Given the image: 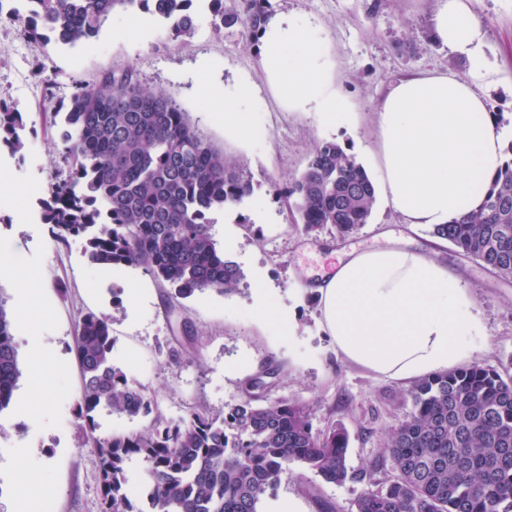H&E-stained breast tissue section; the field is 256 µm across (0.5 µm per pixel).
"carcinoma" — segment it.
<instances>
[{"mask_svg":"<svg viewBox=\"0 0 512 512\" xmlns=\"http://www.w3.org/2000/svg\"><path fill=\"white\" fill-rule=\"evenodd\" d=\"M25 21L34 40L76 46L95 37L114 11L149 10L174 37L196 29L192 0H40ZM266 0H243L253 33L267 21ZM216 31L240 15L210 0ZM66 144L43 223L56 240H86L97 266L141 267L180 299L207 290L234 292L239 267L211 233V214L250 195L244 164L216 150L189 123L171 93L143 83L130 69L77 85L62 112ZM22 113L0 104V146L21 151ZM481 207L432 235L461 255L512 278V142ZM293 201L307 232L340 237L367 223L376 202L372 177L334 141L317 143L301 175L278 190ZM15 320L0 299V412L21 377ZM76 353L84 378L79 417L97 455L102 512H260L259 504L301 464L330 484L367 481L353 512H512V374L473 365L429 375L407 390L411 408L384 440L392 478L356 476L347 465L341 429L318 433L310 406L272 398L276 373L247 379L223 418L195 410L177 423L156 420L143 432L101 438L94 413L137 416L152 398L112 364L111 320L87 313L77 324ZM139 457L149 483L128 493L126 463Z\"/></svg>","mask_w":512,"mask_h":512,"instance_id":"carcinoma-1","label":"carcinoma"}]
</instances>
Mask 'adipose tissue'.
<instances>
[{
  "instance_id": "adipose-tissue-1",
  "label": "adipose tissue",
  "mask_w": 512,
  "mask_h": 512,
  "mask_svg": "<svg viewBox=\"0 0 512 512\" xmlns=\"http://www.w3.org/2000/svg\"><path fill=\"white\" fill-rule=\"evenodd\" d=\"M263 66L289 110L343 117L325 86L329 61L312 27L293 17L259 33ZM434 38L484 66V33L472 0H438ZM382 186L405 223H450L476 209L505 161L504 136L485 99L465 82L419 74L396 83L378 108ZM337 355L398 382L472 361L476 327L458 275L426 250L387 245L339 259L316 290Z\"/></svg>"
}]
</instances>
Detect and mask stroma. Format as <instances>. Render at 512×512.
<instances>
[{
  "instance_id": "1",
  "label": "stroma",
  "mask_w": 512,
  "mask_h": 512,
  "mask_svg": "<svg viewBox=\"0 0 512 512\" xmlns=\"http://www.w3.org/2000/svg\"><path fill=\"white\" fill-rule=\"evenodd\" d=\"M266 7L269 17L292 16L315 28L331 64L329 89L339 93L347 122L332 125L313 112L289 111L263 69L259 38L240 24L214 33L205 0H195L198 26L189 37H173L167 23L140 10L113 12L99 34L79 46L31 40L20 56L10 49L13 33L0 31V100L17 106L28 127L22 154L0 149V298L16 317L22 372L12 402L0 411L1 499L33 474L41 482L42 512L102 510L98 459L79 427L84 381L75 345L77 323L89 312L111 316L112 363L154 398L157 416L176 421L200 407L223 417L239 400L242 382L270 366L277 371V395L310 405L315 430L346 432L356 476L391 473L382 444L410 402L406 385L339 357L324 329L312 287L341 254L392 242L435 251L473 298L479 330L466 342L475 363L512 371V278L460 256L429 228L404 223L384 197H377L360 230L339 240L326 230L305 232L275 191L304 170L323 140L350 149L380 179L377 110L391 87L411 75L472 81L499 127L512 129V0H475L485 22L486 58L477 77L466 58L433 40L435 0H268ZM38 64L56 78L61 104L74 84L133 69L143 82L171 92L205 139L246 165L251 196L213 215L219 247L243 274L236 291L176 300L143 268L90 265L83 238L54 239L40 219V202L65 143L44 94L32 92ZM243 83L251 88L243 106L253 132L242 142L225 132L213 95L235 93ZM260 288L275 301L266 320L257 315ZM38 343L49 355L36 362L31 350ZM33 378L48 394L29 409L23 399ZM363 488L356 477L328 484L299 466L259 509L270 512L274 499L292 495L308 512H321L324 502L350 512Z\"/></svg>"
}]
</instances>
